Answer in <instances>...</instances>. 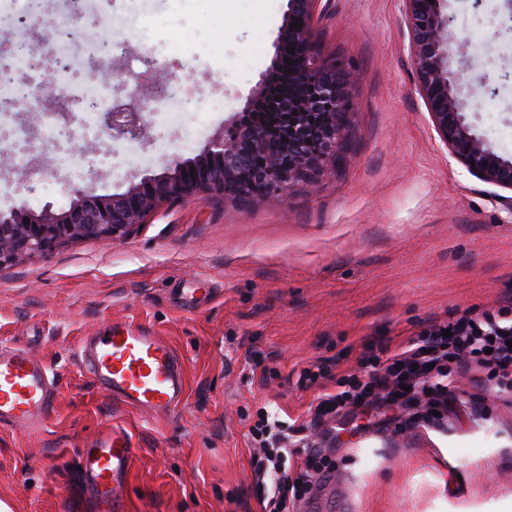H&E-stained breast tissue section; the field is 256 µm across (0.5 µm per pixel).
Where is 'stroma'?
<instances>
[{
	"instance_id": "35a3bbf8",
	"label": "stroma",
	"mask_w": 512,
	"mask_h": 512,
	"mask_svg": "<svg viewBox=\"0 0 512 512\" xmlns=\"http://www.w3.org/2000/svg\"><path fill=\"white\" fill-rule=\"evenodd\" d=\"M288 0H137L112 26L75 32L72 51L110 38L140 51L149 22L161 41L185 43L160 75L184 122L147 113L148 133L102 137L74 174L34 155L29 188L0 159V212L68 205L73 188L124 192L224 134L275 65ZM465 57V81H494L480 101L479 134L512 155V9L505 0H445ZM316 47L352 63L353 139L341 167L314 192L250 209L227 199H185L152 213L123 241L87 238L0 269V348L21 347L57 387L36 428L0 424V502L10 512H98L81 476L82 449L129 435L135 460L125 512H260L248 429L259 411L305 417L314 391L301 368L368 379L381 345L434 322L512 307V191L472 175L441 142L416 89L402 0H329ZM207 288L206 300L190 289ZM116 321L155 333L184 362L172 413L127 405L93 385L80 339ZM470 370L459 378L445 426L358 416L338 430L336 474L314 482L296 512H503L512 496V394Z\"/></svg>"
}]
</instances>
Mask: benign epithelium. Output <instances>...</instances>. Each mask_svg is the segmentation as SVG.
<instances>
[{
    "mask_svg": "<svg viewBox=\"0 0 512 512\" xmlns=\"http://www.w3.org/2000/svg\"><path fill=\"white\" fill-rule=\"evenodd\" d=\"M322 2L288 0L277 60L281 63L287 56L293 60L292 86L277 100L271 94L274 77H265L254 93L253 109L263 107L286 118V130L254 122L244 114L194 158L177 161L163 174L134 183L121 194L78 189L65 208L47 205L36 211L20 204L0 212V268L77 239H123L151 212L186 197L225 195L258 207L271 198L286 202L295 186L313 188L318 176L336 172L337 160L352 138L349 114L358 74L351 65L315 47L314 21ZM403 2L418 90L440 139L471 174L512 190V156L494 150L468 116L496 87L487 80L478 90L465 86L450 70L452 19L443 12L441 0ZM297 19L299 27L293 26ZM289 47L295 48L294 53H288ZM154 73L146 70L140 81L126 87L127 101L104 113L103 127L112 136L136 138L146 133L143 113L153 111L158 88L143 81Z\"/></svg>",
    "mask_w": 512,
    "mask_h": 512,
    "instance_id": "1",
    "label": "benign epithelium"
}]
</instances>
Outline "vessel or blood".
<instances>
[{"label": "vessel or blood", "mask_w": 512, "mask_h": 512, "mask_svg": "<svg viewBox=\"0 0 512 512\" xmlns=\"http://www.w3.org/2000/svg\"><path fill=\"white\" fill-rule=\"evenodd\" d=\"M77 354L96 386L122 401L166 413L184 394V364L172 347L150 331L118 322L104 335L79 344ZM55 403L48 369L21 347L0 350V424L45 421ZM134 460L131 442L112 435L90 448L83 473L96 489L103 512H123L121 488Z\"/></svg>", "instance_id": "b4317fda"}]
</instances>
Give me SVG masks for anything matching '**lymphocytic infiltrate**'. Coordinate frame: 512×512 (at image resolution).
Listing matches in <instances>:
<instances>
[{"instance_id":"lymphocytic-infiltrate-1","label":"lymphocytic infiltrate","mask_w":512,"mask_h":512,"mask_svg":"<svg viewBox=\"0 0 512 512\" xmlns=\"http://www.w3.org/2000/svg\"><path fill=\"white\" fill-rule=\"evenodd\" d=\"M473 367L485 372L499 390L512 391V322L487 315L438 323L426 334L390 348L386 367L369 380L341 378L335 390L319 393L308 408L310 425L320 428L321 440L304 445L302 459H295L288 446L284 422L258 414L250 434L257 448L253 475L266 492L263 512H294L314 479L334 470L325 453L336 441L332 423L369 410L395 409L403 412L408 427L442 423L457 374Z\"/></svg>"}]
</instances>
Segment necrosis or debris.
Instances as JSON below:
<instances>
[{
    "label": "necrosis or debris",
    "instance_id": "1",
    "mask_svg": "<svg viewBox=\"0 0 512 512\" xmlns=\"http://www.w3.org/2000/svg\"><path fill=\"white\" fill-rule=\"evenodd\" d=\"M48 2L0 0V27L28 15L38 17L42 23L56 29L73 27L82 22L89 7L87 0H69L66 16L57 17L50 13ZM112 49V43L88 41L82 64L76 69L69 65L65 42H57L54 50L45 57L35 58L0 41V157L8 160L14 169H26L36 144L43 142L51 146L58 168H78L79 159L58 134L60 117L67 112L75 113L77 121L69 130L70 137L91 140L99 137L100 115L90 111L89 105L95 102L105 106L112 101L111 88L97 80L95 71L97 60ZM21 70L27 72L29 82L42 85L47 91L63 88L68 93L67 100L57 101L53 110L44 112L41 136L36 141L31 140L27 130L16 123L19 112L31 106L25 88L14 80Z\"/></svg>",
    "mask_w": 512,
    "mask_h": 512
}]
</instances>
